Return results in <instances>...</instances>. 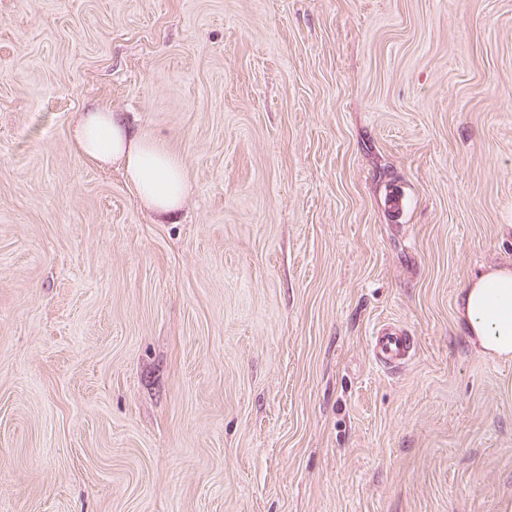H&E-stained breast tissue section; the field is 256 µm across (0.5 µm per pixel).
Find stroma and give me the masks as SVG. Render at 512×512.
<instances>
[{
    "label": "stroma",
    "instance_id": "stroma-1",
    "mask_svg": "<svg viewBox=\"0 0 512 512\" xmlns=\"http://www.w3.org/2000/svg\"><path fill=\"white\" fill-rule=\"evenodd\" d=\"M95 104L185 166L168 219L76 154ZM490 265L512 0H0V512H512ZM456 321L476 352L512 357V268H487L459 288ZM370 346L374 362L382 368L403 365L412 357V338L391 324H384L374 331Z\"/></svg>",
    "mask_w": 512,
    "mask_h": 512
}]
</instances>
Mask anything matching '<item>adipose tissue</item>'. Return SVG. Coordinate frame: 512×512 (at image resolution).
<instances>
[{
	"label": "adipose tissue",
	"mask_w": 512,
	"mask_h": 512,
	"mask_svg": "<svg viewBox=\"0 0 512 512\" xmlns=\"http://www.w3.org/2000/svg\"><path fill=\"white\" fill-rule=\"evenodd\" d=\"M72 141L84 160L120 166L137 198L157 215H171L187 193L182 163L106 106L79 114ZM456 321L476 352L512 357V268L490 267L467 281L457 293Z\"/></svg>",
	"instance_id": "ef3b65f1"
}]
</instances>
